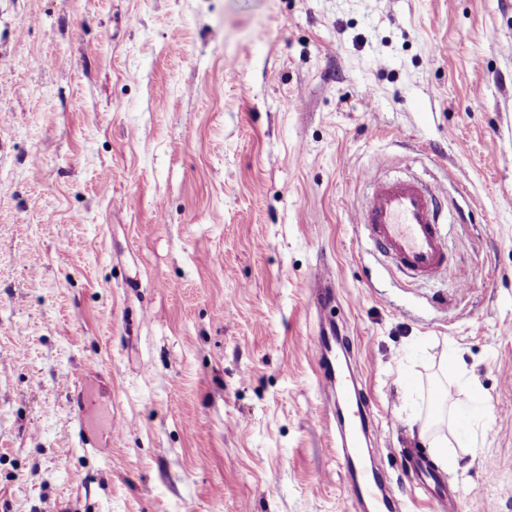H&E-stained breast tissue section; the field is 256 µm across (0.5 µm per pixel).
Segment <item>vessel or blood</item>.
I'll return each mask as SVG.
<instances>
[{
  "instance_id": "1",
  "label": "vessel or blood",
  "mask_w": 512,
  "mask_h": 512,
  "mask_svg": "<svg viewBox=\"0 0 512 512\" xmlns=\"http://www.w3.org/2000/svg\"><path fill=\"white\" fill-rule=\"evenodd\" d=\"M356 220L362 224L369 240L410 274L426 278L437 276L447 261L442 226L448 213L441 202L440 191L416 181H373L372 191ZM357 380L359 371L351 361L348 343H341L336 358L325 361L321 384L335 388L341 375ZM342 466L356 479L359 497L377 498L378 475L364 464L366 447L375 433L365 406H358L351 418L340 424Z\"/></svg>"
}]
</instances>
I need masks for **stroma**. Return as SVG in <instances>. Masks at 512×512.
Instances as JSON below:
<instances>
[{"instance_id":"obj_1","label":"stroma","mask_w":512,"mask_h":512,"mask_svg":"<svg viewBox=\"0 0 512 512\" xmlns=\"http://www.w3.org/2000/svg\"><path fill=\"white\" fill-rule=\"evenodd\" d=\"M329 325L402 512H512V0H0V512H358ZM356 221L369 240L410 274L434 278L444 268L447 252L442 224L448 213L436 187L418 181H377Z\"/></svg>"}]
</instances>
